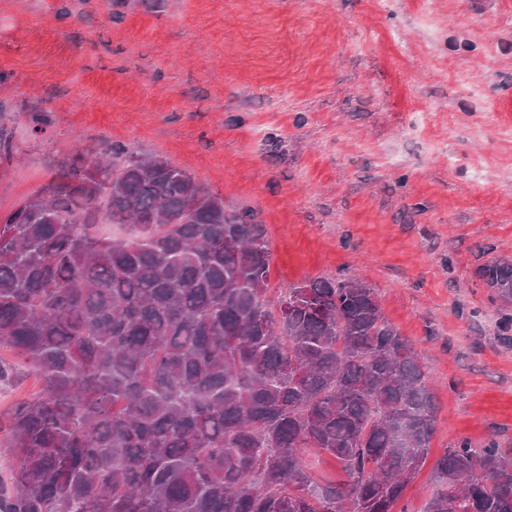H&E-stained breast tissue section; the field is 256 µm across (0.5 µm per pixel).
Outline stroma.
Here are the masks:
<instances>
[{"mask_svg":"<svg viewBox=\"0 0 512 512\" xmlns=\"http://www.w3.org/2000/svg\"><path fill=\"white\" fill-rule=\"evenodd\" d=\"M0 129L1 214L117 142L257 212L270 296L373 287L438 407L408 512L458 441L512 452V305L477 275L512 260V0H0ZM0 357L5 416L40 378Z\"/></svg>","mask_w":512,"mask_h":512,"instance_id":"stroma-1","label":"stroma"}]
</instances>
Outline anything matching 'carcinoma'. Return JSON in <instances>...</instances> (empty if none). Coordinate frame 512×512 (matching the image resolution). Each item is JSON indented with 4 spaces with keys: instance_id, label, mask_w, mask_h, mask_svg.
<instances>
[{
    "instance_id": "carcinoma-1",
    "label": "carcinoma",
    "mask_w": 512,
    "mask_h": 512,
    "mask_svg": "<svg viewBox=\"0 0 512 512\" xmlns=\"http://www.w3.org/2000/svg\"><path fill=\"white\" fill-rule=\"evenodd\" d=\"M104 156L0 215V347L44 381L0 420L16 452L0 512H394L436 407L375 290L321 277L272 299L253 211L122 143ZM478 276L512 303L511 261ZM323 453L343 481H313L305 456ZM435 482L425 512H512L493 437L448 448Z\"/></svg>"
}]
</instances>
